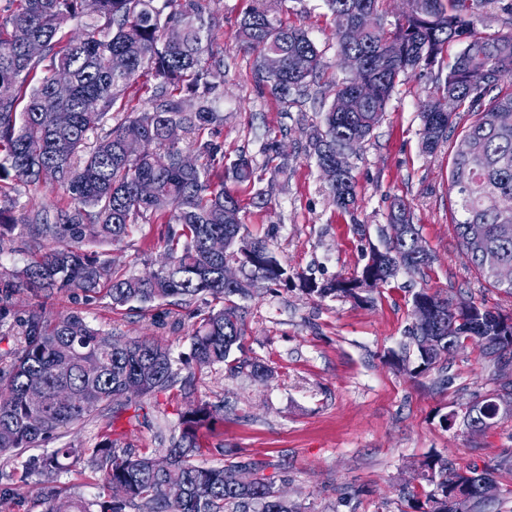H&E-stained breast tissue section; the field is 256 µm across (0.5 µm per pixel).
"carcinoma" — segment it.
Segmentation results:
<instances>
[{"mask_svg": "<svg viewBox=\"0 0 512 512\" xmlns=\"http://www.w3.org/2000/svg\"><path fill=\"white\" fill-rule=\"evenodd\" d=\"M0 17V194L19 185L38 187L53 182L62 188L64 202L52 210L16 213L0 202V251L7 242L4 227H27L32 238L53 246L39 254L15 278L30 289L105 290L112 306L165 301L187 304L210 295L221 303L197 322L191 336V358L199 369L223 365L232 374L244 371L268 378L263 363L235 356L243 351L245 306L260 282L288 284L292 276L263 240L250 237L242 223L239 199L228 183L252 184V161L240 155L224 165L222 145L213 140L212 127L224 116L209 102V81L224 58L215 55L214 35L207 20L205 0H9ZM287 0H251L238 22L240 48L253 56L256 74L264 76L269 55L281 59V69L270 76L272 94L286 102L308 95L323 69L322 54L309 32L283 19ZM384 0H323L334 23L338 55L351 54L361 63L355 76L336 80L334 97L348 99L345 111L331 105L323 127L309 134L310 154L326 180L336 206L354 203L351 168L336 172V149L348 153L366 140L383 118L387 102L400 77L433 66L448 44L463 48L448 65L436 90L420 102L422 149L433 152L448 140L454 116L448 97L457 100L475 120L464 131L471 144L464 157L454 154L449 191L455 194L454 231L469 262L492 286L501 284L483 265L477 247L497 251L512 263V128L495 125L497 112H512V92L485 102L494 84L483 80L491 69L512 72V30L484 36L475 21L486 8L512 18V0H412L411 9L389 21ZM72 23L80 35L60 45L57 35ZM178 25L179 41H167L169 27ZM37 41L41 52L31 56L27 45ZM50 65L43 76L38 67ZM58 71L71 78L67 95L54 90ZM149 74L153 79L150 108L131 111L108 126L112 109ZM65 112L69 125H56ZM98 132L96 142L87 135ZM192 136L197 168L181 164V142ZM143 182L154 185L148 197L139 195ZM488 194H497L507 207L490 212L483 206ZM164 224L163 242L168 264L147 276L116 275L112 261L88 252L103 241L121 242L139 222ZM390 233L384 249L370 250L362 275L323 283L302 279L301 289L321 299L344 297L358 304L373 302L372 294L400 271L418 273L431 265L433 255L422 246L413 224L411 206L400 200L388 216ZM224 240V253L214 254L210 240ZM248 252L250 267L232 284L224 282V267ZM450 315L448 299L426 289L412 296L414 323L408 331L418 377L448 359L463 340L475 338L484 355L497 362L494 380L499 389L466 406L463 421L489 417L497 405L512 406V376L505 361L512 354V317L473 300L458 303ZM103 333L80 313L53 321L33 308L17 324L16 345L8 367L0 369V454H22L51 438L93 411L114 417L128 409L119 402L123 391L155 397L174 387L192 386V374L173 369L170 350L150 338L115 340L100 344ZM97 360L94 377L83 364ZM41 379L44 404L33 408L26 397L30 378ZM215 416L201 403L179 419L178 433L169 438L168 467L154 469V457L131 448H118L105 433L92 448H58L33 457L25 468L43 476L47 508L53 512L60 491L54 476L77 463L102 473L107 487L122 484V499L88 500L69 497L71 512H301L280 494L274 477L264 474L268 464L246 457L218 466L194 463L202 452L203 432H210ZM254 471L249 485L235 480L241 469ZM512 471V455L495 463L472 464L464 470L448 459L430 456L417 476L431 489L424 498L407 499L410 512H484L497 489L494 473ZM179 494L175 501L167 489Z\"/></svg>", "mask_w": 512, "mask_h": 512, "instance_id": "1", "label": "carcinoma"}]
</instances>
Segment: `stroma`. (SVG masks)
I'll list each match as a JSON object with an SVG mask.
<instances>
[{"label": "stroma", "instance_id": "1", "mask_svg": "<svg viewBox=\"0 0 512 512\" xmlns=\"http://www.w3.org/2000/svg\"><path fill=\"white\" fill-rule=\"evenodd\" d=\"M250 0H209L214 50L224 67L215 80L213 105L224 117L213 138L227 160L252 158L259 179L237 186L241 217L248 231L265 239L289 274L316 282L360 275L371 248L383 247L394 199L410 203L413 222L434 261L423 271L399 272L379 288L370 305L345 298L321 299L298 284H258L245 303L244 357L269 366L273 375L257 379L232 376L223 367L197 371L191 394L171 390L149 399L148 420L126 410L107 424L91 413L59 430L45 451L69 445L90 448L102 430L121 447L163 457V439L181 414L203 401L215 412L214 431L204 433V452L195 464L212 466L237 456L267 462L276 486L301 512H405V492L425 489L414 470L430 455L455 468L490 463L512 452V416L474 433L463 422L444 426L442 415L461 411L494 389L496 367L479 343L464 341L443 367L414 378L396 363L414 321L412 295L426 288L449 301L473 300L512 316V294L480 278L461 251L454 233L449 172L456 145L473 120L458 112L447 142L431 154L420 148L422 124L418 100L434 90L460 51L449 44L443 62L404 77L395 88L381 122L350 156L357 197L348 211L336 207L308 152L313 126L334 100L332 85L343 77L331 18L322 0H288V19L303 25L323 54L318 92L298 102L273 97L259 80L252 58L240 50L235 31ZM278 141L286 174L272 176L261 148ZM269 191V207H255L256 190ZM163 224H138L119 243L97 244L118 273L144 275L165 259ZM10 314L0 323V353L13 344L15 321L42 308L54 320L81 312L96 328L127 340L150 336L167 345L177 367H185L196 327L194 310H208L199 298L189 305L155 303L116 308L110 299L85 300L67 290L49 294L0 287ZM224 453H215V446ZM44 483L25 473L22 461L0 456V512H45Z\"/></svg>", "mask_w": 512, "mask_h": 512}]
</instances>
